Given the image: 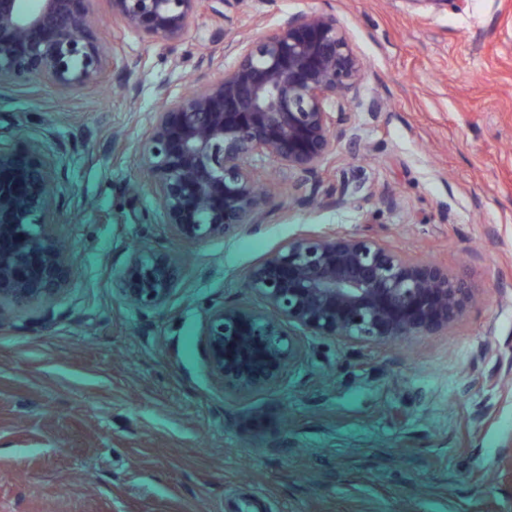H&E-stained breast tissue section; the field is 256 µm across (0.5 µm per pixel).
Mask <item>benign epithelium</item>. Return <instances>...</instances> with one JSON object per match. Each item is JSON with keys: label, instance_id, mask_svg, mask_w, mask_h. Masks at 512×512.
<instances>
[{"label": "benign epithelium", "instance_id": "7a95c632", "mask_svg": "<svg viewBox=\"0 0 512 512\" xmlns=\"http://www.w3.org/2000/svg\"><path fill=\"white\" fill-rule=\"evenodd\" d=\"M98 0H0V90L42 82L61 92L99 82L115 63L98 33ZM112 26L152 42L181 41L224 0H107ZM224 78L167 105L168 88L140 145L165 223L180 240L232 237L264 218L261 163L302 174L296 202L354 203L345 185L320 190L346 133L344 103L366 78L344 27L328 13L286 14L274 32L235 42ZM61 170L40 141L0 144V324L33 297L61 290L68 257L55 228L70 208ZM180 260L150 247L132 252L117 282L142 311L178 288ZM248 288L261 309L211 307L205 345L214 376L239 394L275 383L301 351L300 336L357 346L448 330L477 299L466 280L368 235L340 231L293 238L255 264Z\"/></svg>", "mask_w": 512, "mask_h": 512}]
</instances>
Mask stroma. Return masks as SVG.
<instances>
[{
	"instance_id": "1",
	"label": "stroma",
	"mask_w": 512,
	"mask_h": 512,
	"mask_svg": "<svg viewBox=\"0 0 512 512\" xmlns=\"http://www.w3.org/2000/svg\"><path fill=\"white\" fill-rule=\"evenodd\" d=\"M297 11L335 15L367 67L328 174L357 203L297 204L301 174L271 162L260 229L178 240L139 162L155 85L175 104L223 78L230 40ZM99 35L118 64L98 84L0 91V137L34 135L37 112L47 145L78 144L61 160L66 284L0 327V512H512L497 477L512 446V0H226L174 45L108 19ZM333 230L446 266L481 298L436 335L303 337L277 382L226 389L206 354L211 306H260L249 269ZM142 243L182 259L150 313L115 289Z\"/></svg>"
}]
</instances>
